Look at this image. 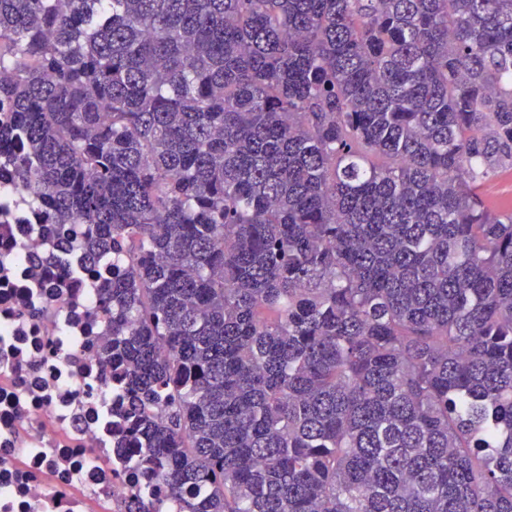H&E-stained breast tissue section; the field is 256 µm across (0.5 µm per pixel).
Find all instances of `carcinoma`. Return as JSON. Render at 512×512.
Wrapping results in <instances>:
<instances>
[{
    "label": "carcinoma",
    "mask_w": 512,
    "mask_h": 512,
    "mask_svg": "<svg viewBox=\"0 0 512 512\" xmlns=\"http://www.w3.org/2000/svg\"><path fill=\"white\" fill-rule=\"evenodd\" d=\"M2 112L175 512H512V0H0Z\"/></svg>",
    "instance_id": "1"
}]
</instances>
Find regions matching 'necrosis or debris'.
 <instances>
[{
	"mask_svg": "<svg viewBox=\"0 0 512 512\" xmlns=\"http://www.w3.org/2000/svg\"><path fill=\"white\" fill-rule=\"evenodd\" d=\"M0 200V512H143L167 489L125 434L123 370L93 318L111 263L85 262L81 224Z\"/></svg>",
	"mask_w": 512,
	"mask_h": 512,
	"instance_id": "1",
	"label": "necrosis or debris"
}]
</instances>
